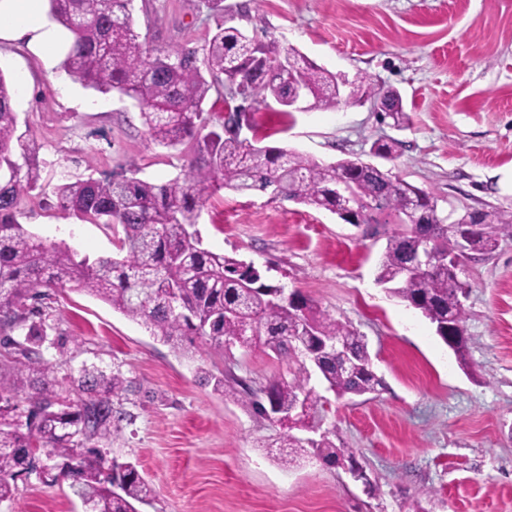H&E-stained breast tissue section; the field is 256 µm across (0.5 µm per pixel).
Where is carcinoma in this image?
Wrapping results in <instances>:
<instances>
[{
  "label": "carcinoma",
  "instance_id": "obj_1",
  "mask_svg": "<svg viewBox=\"0 0 512 512\" xmlns=\"http://www.w3.org/2000/svg\"><path fill=\"white\" fill-rule=\"evenodd\" d=\"M47 2L50 19L71 37L62 60L67 75L86 88L116 91L135 101L151 143L175 148L188 142L193 156L185 173L164 183L123 171L56 185L55 208L84 223L121 228L117 253L79 259L65 242L45 240L19 222L24 201L36 190L44 194L39 146L18 133L11 88L0 72V347L18 365L13 391L26 403L25 420L0 422V503L14 498L16 478L33 464V448L48 455V482L69 481L86 512H137L135 504L148 503L152 495L135 463L110 460L102 449L89 446L109 440L112 421L121 413L112 398L128 391V380L118 371H86L74 398L62 399L54 389L51 366L41 352L45 321L28 323L41 314L38 303L51 289L81 291L110 304L178 353L188 352L199 339L221 353L237 343L303 357L291 379L244 390L245 405L263 417L269 404L283 415L305 409L321 426L320 398L307 388L310 367L339 397L377 391L381 379L365 336L298 292L266 283L253 263L202 247L195 229L200 208L222 189L270 188L276 197L337 215L354 199L363 224L371 223L375 212L396 214L408 229L387 240L376 281L420 311L465 360L462 298L470 284L448 270L456 243L442 234V225L451 220L465 230L482 226L471 232V254H488L512 238V210L467 211L453 219L429 193L359 157L326 164L293 149L245 143L222 130L203 133V104L213 92L231 101L245 97L254 110L271 99L283 113L297 111L291 104L290 68L314 105L336 108L373 98L384 107L381 120L402 130L410 117L398 91L377 89L362 76L347 82L350 91L342 96L341 75L321 69L295 47L263 41L228 24L224 0H202L215 19V30L202 47L181 44L164 50L140 40L132 24L133 0ZM402 147L396 138H381L370 154L393 161ZM427 244L434 257L428 269L418 272ZM16 329L23 334L15 338L11 332ZM323 339L340 342L356 366L324 351ZM278 447L286 450L287 463L312 454L328 465L353 460L351 449L336 446L327 431L314 441L288 433L279 437Z\"/></svg>",
  "mask_w": 512,
  "mask_h": 512
}]
</instances>
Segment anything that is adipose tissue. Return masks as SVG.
<instances>
[{
    "label": "adipose tissue",
    "instance_id": "obj_1",
    "mask_svg": "<svg viewBox=\"0 0 512 512\" xmlns=\"http://www.w3.org/2000/svg\"><path fill=\"white\" fill-rule=\"evenodd\" d=\"M0 40L25 42L47 66L70 43L68 33L50 20L44 0H0Z\"/></svg>",
    "mask_w": 512,
    "mask_h": 512
}]
</instances>
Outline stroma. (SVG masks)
Instances as JSON below:
<instances>
[{"label": "stroma", "mask_w": 512, "mask_h": 512, "mask_svg": "<svg viewBox=\"0 0 512 512\" xmlns=\"http://www.w3.org/2000/svg\"><path fill=\"white\" fill-rule=\"evenodd\" d=\"M198 3L134 0L133 27L152 46L202 45L215 23ZM243 4L257 38L397 89L410 115L395 131L368 101L289 116L263 106L249 123L264 145L324 163L367 161L372 143L391 135L403 143L393 173L443 211L512 208V0H224V11ZM0 72L32 82L15 107L19 132L40 146L45 188L132 167L164 181L189 162V145L149 141L133 101L82 88L27 47L1 43ZM24 211L29 230L78 256L115 250L108 225L35 200ZM198 230L205 248L254 263L266 282L299 291L365 336L382 386L327 395L320 415L369 481L315 459L285 467L269 454L282 428L242 404L238 383L289 377L295 360L236 346L218 355L202 344L180 355L95 297L52 292L43 355L57 391H71L84 369L131 382L105 448L138 462L151 484L141 512H512V239L469 264L468 372L419 311L375 281L388 237L404 230L395 216L357 226L268 191L224 189L204 204ZM222 372L229 379L218 393L213 377ZM16 485L0 512H85L67 483L33 473Z\"/></svg>", "instance_id": "1"}]
</instances>
